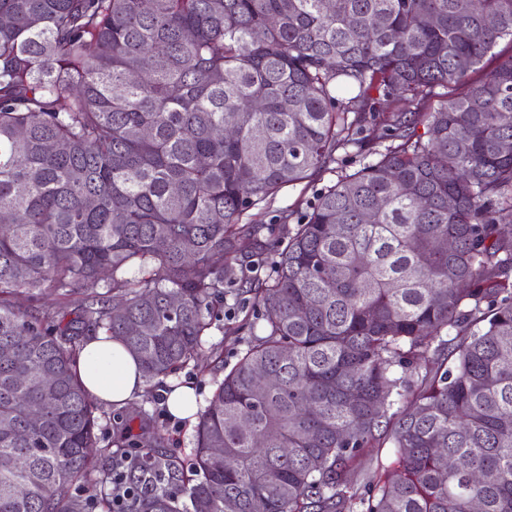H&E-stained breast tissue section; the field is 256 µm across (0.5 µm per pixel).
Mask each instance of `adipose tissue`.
Here are the masks:
<instances>
[{"mask_svg": "<svg viewBox=\"0 0 512 512\" xmlns=\"http://www.w3.org/2000/svg\"><path fill=\"white\" fill-rule=\"evenodd\" d=\"M78 365L87 392L105 406L123 407L144 387L136 359L104 333L85 339Z\"/></svg>", "mask_w": 512, "mask_h": 512, "instance_id": "obj_1", "label": "adipose tissue"}]
</instances>
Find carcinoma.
<instances>
[{"label": "carcinoma", "instance_id": "obj_1", "mask_svg": "<svg viewBox=\"0 0 512 512\" xmlns=\"http://www.w3.org/2000/svg\"><path fill=\"white\" fill-rule=\"evenodd\" d=\"M324 2L0 0V512H112L69 492L98 453L126 457L125 512H344L386 444L364 512H512V56L470 80L512 0ZM390 96L379 151L363 133ZM348 145L375 159L293 231L239 223ZM235 283L265 335L216 383L189 470L107 440L83 339L150 385L196 362ZM47 293L79 295L69 320ZM388 446L389 445H386L385 448H365L361 453L358 465L351 475L354 490L357 492V499L353 502L354 504L350 509L353 512H362L364 510L359 503V499L367 497L374 486L373 476L377 466L375 460L377 453L378 456L382 458L383 462H387L393 454L394 448H388Z\"/></svg>", "mask_w": 512, "mask_h": 512}]
</instances>
